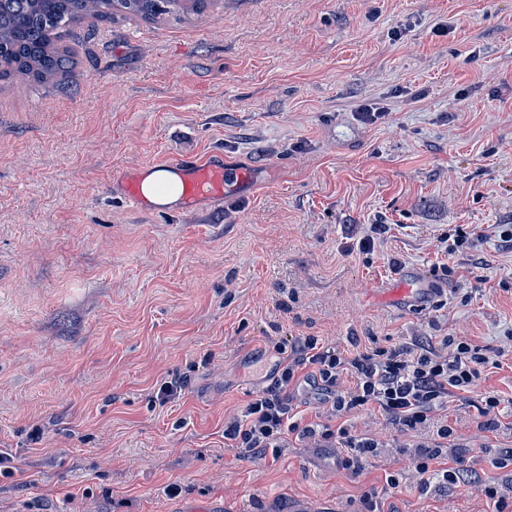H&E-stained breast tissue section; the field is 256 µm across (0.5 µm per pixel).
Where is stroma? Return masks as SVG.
<instances>
[{"label": "stroma", "mask_w": 512, "mask_h": 512, "mask_svg": "<svg viewBox=\"0 0 512 512\" xmlns=\"http://www.w3.org/2000/svg\"><path fill=\"white\" fill-rule=\"evenodd\" d=\"M80 33L62 83L0 79V449L31 478L0 476V512H70V492L91 512H356L409 469L411 438L386 431L355 477L302 442L258 465L225 448L224 411L286 336L512 346V0H206ZM362 104L388 121H358ZM214 152L255 182L189 210L126 200L122 171ZM378 219L389 233L356 251ZM458 225L477 240L449 259ZM393 257L453 266L445 307L380 300ZM169 370L189 388L152 408ZM480 400L448 407L460 484L408 481L384 512H491L475 484L512 470L477 449L512 448V429L484 428ZM407 482V477L400 471L387 472L380 490L378 487H370L360 496L359 502L362 510L359 512H381L379 510V498L381 493L399 491Z\"/></svg>", "instance_id": "obj_1"}]
</instances>
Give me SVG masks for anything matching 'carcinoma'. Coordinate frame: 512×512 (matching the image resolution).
Segmentation results:
<instances>
[{
  "mask_svg": "<svg viewBox=\"0 0 512 512\" xmlns=\"http://www.w3.org/2000/svg\"><path fill=\"white\" fill-rule=\"evenodd\" d=\"M179 0H0V78L15 73L54 84L74 61L59 42L78 37L87 19L110 21L120 12L153 18Z\"/></svg>",
  "mask_w": 512,
  "mask_h": 512,
  "instance_id": "cac0c4a2",
  "label": "carcinoma"
}]
</instances>
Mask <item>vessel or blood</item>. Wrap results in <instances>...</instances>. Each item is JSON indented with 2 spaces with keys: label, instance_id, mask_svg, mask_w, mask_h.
Listing matches in <instances>:
<instances>
[{
  "label": "vessel or blood",
  "instance_id": "b4317fda",
  "mask_svg": "<svg viewBox=\"0 0 512 512\" xmlns=\"http://www.w3.org/2000/svg\"><path fill=\"white\" fill-rule=\"evenodd\" d=\"M162 167L179 174L182 200L189 207L223 200L232 186H248L254 181L250 169H228L209 157L177 156L164 161ZM437 293L430 275L418 270L404 271L398 286L390 291L394 301L410 310L422 308Z\"/></svg>",
  "mask_w": 512,
  "mask_h": 512
}]
</instances>
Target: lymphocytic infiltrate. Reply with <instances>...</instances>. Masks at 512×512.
Wrapping results in <instances>:
<instances>
[{
	"label": "lymphocytic infiltrate",
	"instance_id": "lymphocytic-infiltrate-1",
	"mask_svg": "<svg viewBox=\"0 0 512 512\" xmlns=\"http://www.w3.org/2000/svg\"><path fill=\"white\" fill-rule=\"evenodd\" d=\"M276 350L282 360L275 375L245 404L225 412V447L262 465L279 459L294 439L334 444L341 468L357 476L385 448L370 429L357 426V415L367 411L416 438L411 463L423 493L458 482L460 470L448 454V406L479 387L487 370L501 368L505 355L500 349L487 356L458 336L365 350L316 336H288ZM304 386L320 406L313 422L305 421L297 402Z\"/></svg>",
	"mask_w": 512,
	"mask_h": 512
}]
</instances>
